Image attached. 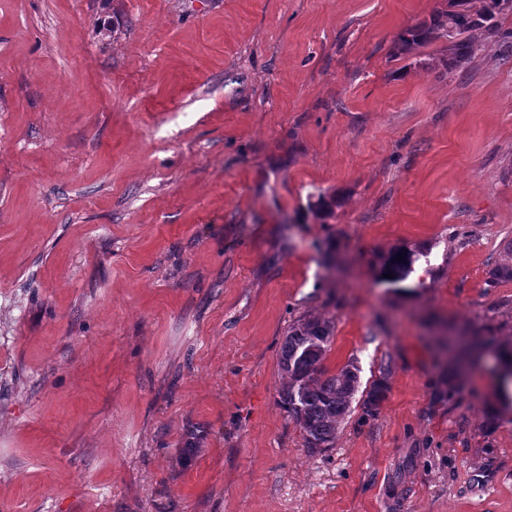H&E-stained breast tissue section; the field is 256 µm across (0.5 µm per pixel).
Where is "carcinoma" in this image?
Instances as JSON below:
<instances>
[{
	"label": "carcinoma",
	"instance_id": "obj_1",
	"mask_svg": "<svg viewBox=\"0 0 512 512\" xmlns=\"http://www.w3.org/2000/svg\"><path fill=\"white\" fill-rule=\"evenodd\" d=\"M480 8L469 7L470 0H458L462 20L440 12L428 24L408 28L396 39L397 48L407 52L414 46L432 40L448 41V52L456 62L467 60L480 50V44L470 33L483 27L492 19L493 0H479ZM414 259L403 254V260L392 255L385 272L393 274L387 279L397 284L406 279ZM333 335V325L325 318L300 320L288 329L279 351V367L286 384L279 392V403L288 412L302 432L305 444L312 450L334 447L339 424L350 411L352 400L358 391L359 376L354 364L348 363L336 372L328 371L324 360L329 344L314 345ZM386 386L378 381L366 392L362 400L366 414H372L385 398Z\"/></svg>",
	"mask_w": 512,
	"mask_h": 512
}]
</instances>
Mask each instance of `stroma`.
<instances>
[{"mask_svg": "<svg viewBox=\"0 0 512 512\" xmlns=\"http://www.w3.org/2000/svg\"><path fill=\"white\" fill-rule=\"evenodd\" d=\"M445 7L0 0V512H512V8L394 54ZM318 316L387 388L321 452ZM397 255H403V260L398 261ZM414 259L410 253H395L393 254L386 264L385 273L393 274V278H386V281L391 284H397L406 279L411 270ZM333 325L325 318L300 320L288 329L279 351V367L286 384L279 403L302 432L307 448H333L339 424L350 411L358 391V371L347 363L336 372L328 371L324 360L333 339ZM318 339L323 344L309 348Z\"/></svg>", "mask_w": 512, "mask_h": 512, "instance_id": "obj_1", "label": "stroma"}]
</instances>
